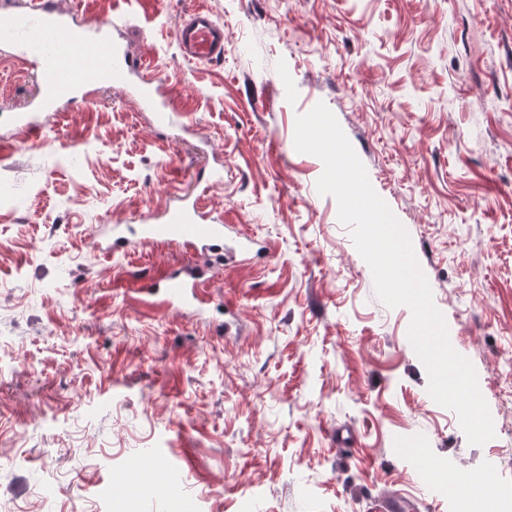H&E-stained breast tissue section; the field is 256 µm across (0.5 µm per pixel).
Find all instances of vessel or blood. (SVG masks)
Segmentation results:
<instances>
[{
    "instance_id": "obj_1",
    "label": "vessel or blood",
    "mask_w": 512,
    "mask_h": 512,
    "mask_svg": "<svg viewBox=\"0 0 512 512\" xmlns=\"http://www.w3.org/2000/svg\"><path fill=\"white\" fill-rule=\"evenodd\" d=\"M123 15L103 19L94 35H86L70 24L58 0H29L25 11L0 17V44L13 48L17 58L39 63L43 86L36 111L16 113L15 122L24 136L41 130L40 112L67 100L75 91L102 83L127 82L139 73L140 62L116 39L114 31L123 27ZM176 43L185 57L210 62L224 55V26L206 10L198 9L180 17L174 27ZM138 92L144 104L158 112L166 124L180 123L181 115L170 109L158 81H145ZM142 239L175 237L182 246L209 252L224 245V227L209 224L199 206L168 209L161 225L141 227ZM206 272L189 266L172 273L163 283L148 282L141 288L146 297L161 296L162 307L200 308Z\"/></svg>"
}]
</instances>
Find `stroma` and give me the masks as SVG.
<instances>
[{
    "instance_id": "35a3bbf8",
    "label": "stroma",
    "mask_w": 512,
    "mask_h": 512,
    "mask_svg": "<svg viewBox=\"0 0 512 512\" xmlns=\"http://www.w3.org/2000/svg\"><path fill=\"white\" fill-rule=\"evenodd\" d=\"M115 11L180 125L126 88L13 115L40 75L0 49V512H512V0H60ZM224 26L185 59L181 14ZM324 103L407 231L495 436L429 395L295 122ZM248 235L203 314L145 307L178 244L104 255L183 199ZM231 335H224L225 320ZM354 432L340 448L337 431ZM174 35L178 48L190 60L210 62L224 55V26L204 9L180 17Z\"/></svg>"
}]
</instances>
